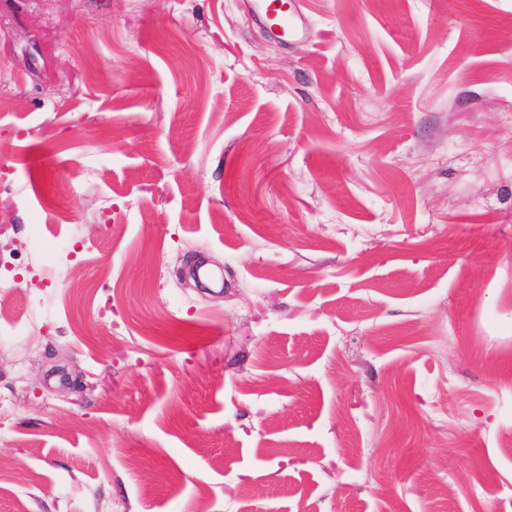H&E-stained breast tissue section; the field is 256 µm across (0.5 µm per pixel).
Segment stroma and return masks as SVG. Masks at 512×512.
I'll return each instance as SVG.
<instances>
[{"label":"stroma","instance_id":"1","mask_svg":"<svg viewBox=\"0 0 512 512\" xmlns=\"http://www.w3.org/2000/svg\"><path fill=\"white\" fill-rule=\"evenodd\" d=\"M0 0V512H512V0ZM244 4L269 37L291 43L305 39L310 34L298 1L246 0Z\"/></svg>","mask_w":512,"mask_h":512}]
</instances>
